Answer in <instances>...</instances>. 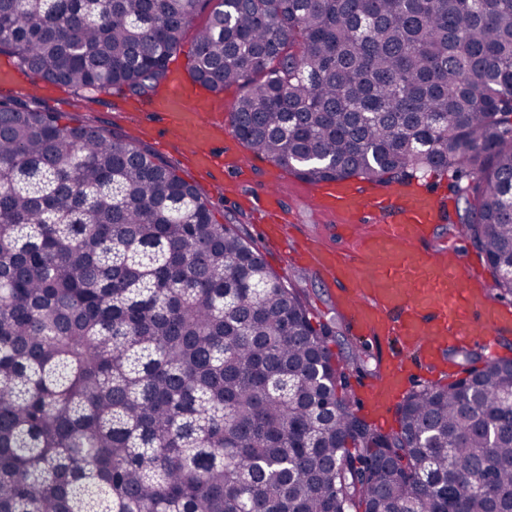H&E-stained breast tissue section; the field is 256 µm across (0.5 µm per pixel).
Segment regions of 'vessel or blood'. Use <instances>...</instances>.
I'll use <instances>...</instances> for the list:
<instances>
[{
  "instance_id": "obj_1",
  "label": "vessel or blood",
  "mask_w": 512,
  "mask_h": 512,
  "mask_svg": "<svg viewBox=\"0 0 512 512\" xmlns=\"http://www.w3.org/2000/svg\"><path fill=\"white\" fill-rule=\"evenodd\" d=\"M196 86L182 79L168 84L147 105L160 113L167 131L189 145V158L222 186L225 173L246 176L250 168L224 144V121L193 103ZM320 209L340 216L343 232L355 235L352 250L339 251L308 239L293 248V259L319 268L338 290L353 329L390 352L364 406L379 423L390 420L394 402L425 368L449 366V354L470 343L479 328L496 337L512 334V306L496 301L472 264L426 248L425 241L444 212L442 198L417 178L391 185H322ZM267 238L287 245L288 217L282 195L268 187L257 203ZM494 341L485 345L498 359Z\"/></svg>"
}]
</instances>
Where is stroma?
I'll use <instances>...</instances> for the list:
<instances>
[{"label": "stroma", "instance_id": "1", "mask_svg": "<svg viewBox=\"0 0 512 512\" xmlns=\"http://www.w3.org/2000/svg\"><path fill=\"white\" fill-rule=\"evenodd\" d=\"M22 85L11 90L13 98L26 100L33 95L26 91L29 76H22ZM40 106L51 112H58L68 122H82L89 119L103 125L113 126L126 138L148 148L169 161L178 174L186 181L197 186L215 203L214 218L218 223H233L239 232L250 240L259 250L266 263L289 283L304 291L314 322L331 327L333 334L328 347L336 363L349 365V387L353 399H361L367 393L373 381L372 374L383 361V353L360 337L352 335L347 317L338 306L335 289L329 288L321 272L312 266L305 267L287 261L286 257L264 236L254 210L249 209V198L259 196L266 181V172L270 162L259 159L252 167L250 178L234 181L233 191H216L213 182L207 176L192 168L186 160L185 146L181 141L168 139L160 141L156 130L163 124L159 115L141 110V98L122 95L117 91L101 92L94 99L85 100L71 88L65 86L44 85L34 95ZM310 184L298 179L291 173H284L281 192L284 208L292 219L295 238L319 237L326 245L347 249L348 244L336 235L332 228L337 224V217L319 212L309 196ZM466 208L463 199H455L448 217L444 218L434 229L427 243L428 249L447 250L464 257L481 262L485 277H492L493 271L484 262L485 256L470 242L466 230Z\"/></svg>", "mask_w": 512, "mask_h": 512}]
</instances>
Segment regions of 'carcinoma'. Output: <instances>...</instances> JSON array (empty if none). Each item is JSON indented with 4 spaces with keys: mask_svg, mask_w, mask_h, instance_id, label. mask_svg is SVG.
Segmentation results:
<instances>
[{
    "mask_svg": "<svg viewBox=\"0 0 512 512\" xmlns=\"http://www.w3.org/2000/svg\"><path fill=\"white\" fill-rule=\"evenodd\" d=\"M188 34L297 178L453 170L512 295V0H0V55L88 94L154 97ZM330 336L170 163L0 96V512H512V360L387 432Z\"/></svg>",
    "mask_w": 512,
    "mask_h": 512,
    "instance_id": "carcinoma-1",
    "label": "carcinoma"
}]
</instances>
